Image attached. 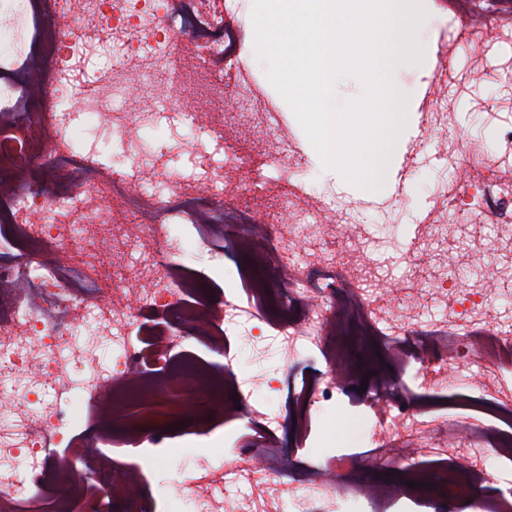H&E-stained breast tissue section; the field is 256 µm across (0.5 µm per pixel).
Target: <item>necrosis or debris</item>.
<instances>
[{"instance_id":"necrosis-or-debris-1","label":"necrosis or debris","mask_w":512,"mask_h":512,"mask_svg":"<svg viewBox=\"0 0 512 512\" xmlns=\"http://www.w3.org/2000/svg\"><path fill=\"white\" fill-rule=\"evenodd\" d=\"M176 0H0V512H156L147 471L120 459L108 437L59 458L49 449L72 428L82 401L119 426L140 455L180 457L192 472L161 507L184 512H512V479L483 487L489 454L512 458V167L487 152H465L448 136L455 116L440 99L426 123L436 136L437 173L429 218L391 261L379 259L373 224L308 189L279 196L276 213L228 224L240 190L263 194L249 155L225 148L192 174L169 166L142 138H129V109L147 101L181 140L207 132L224 142V117L246 119L266 162L303 181L306 158L272 110L251 112L254 82L224 86V14L234 0H188L183 30L194 65L178 64ZM479 8L461 22L473 56L503 40ZM175 82L179 95L165 91ZM192 100L216 104L209 121ZM293 213L289 223L279 211ZM206 250L210 280L224 277V251L247 259L241 288L209 301L192 270L175 262L184 240ZM101 285L105 302L67 285L71 269ZM275 330L284 353L311 349L320 379L293 393L302 439L325 451L304 478L275 493L272 472L293 467L274 417L241 391L226 345L244 327ZM356 329L384 344L404 382L378 378L360 418L377 465L405 466L404 480L358 479V456L327 436L312 438L313 411L336 404L358 361L337 343ZM205 340L213 362L184 353ZM478 370L467 393L433 412L448 366ZM224 420L195 425L172 443L170 422L185 404ZM26 457L33 489L17 487L11 461ZM348 476L337 485V471ZM249 487L229 498L226 480Z\"/></svg>"}]
</instances>
